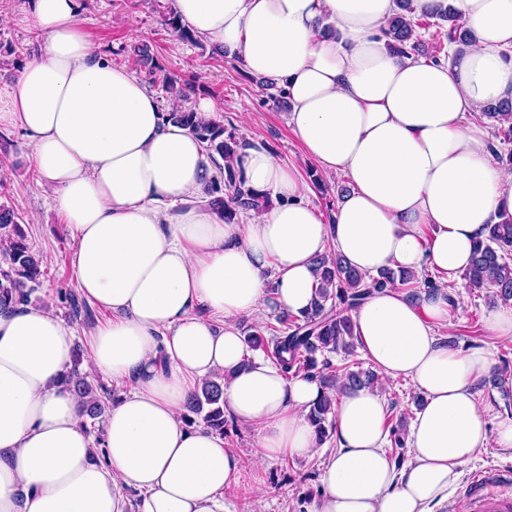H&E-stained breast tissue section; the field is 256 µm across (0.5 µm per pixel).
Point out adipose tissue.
<instances>
[{
    "label": "adipose tissue",
    "instance_id": "1",
    "mask_svg": "<svg viewBox=\"0 0 512 512\" xmlns=\"http://www.w3.org/2000/svg\"><path fill=\"white\" fill-rule=\"evenodd\" d=\"M412 6L452 8L473 42L448 61L394 55L381 30L396 0H175L194 36L281 84L306 157L325 178L349 180L326 224L296 167L248 147L246 184L276 204L227 224L201 199L218 176L201 143L98 52L79 0H32L41 47L0 87V126L29 140L75 242L76 289L112 314L89 334L90 367L131 388L94 443L61 385L71 328L44 306L0 310V512H225L241 462L183 419L190 392L216 376L225 408L257 429L259 456L317 454L307 414L321 383L286 378L250 351L238 322L309 308L313 261L331 248L366 274L428 267L440 279L415 297L385 288L352 314L378 375L409 378L424 397L410 462L396 468L385 448L383 398L342 394L340 449L311 512H434L481 448L512 450V423L489 431L472 391L491 370L489 352L437 334L450 323L447 282L469 266L486 224L512 215V172L469 120L512 102V0Z\"/></svg>",
    "mask_w": 512,
    "mask_h": 512
}]
</instances>
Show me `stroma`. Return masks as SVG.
Returning a JSON list of instances; mask_svg holds the SVG:
<instances>
[{
	"instance_id": "1",
	"label": "stroma",
	"mask_w": 512,
	"mask_h": 512,
	"mask_svg": "<svg viewBox=\"0 0 512 512\" xmlns=\"http://www.w3.org/2000/svg\"><path fill=\"white\" fill-rule=\"evenodd\" d=\"M173 9L174 0H80V19L91 41L114 66L139 73L137 52L148 50L157 67L151 88L161 102L169 100L163 87L165 78L190 84L181 103L183 110H195L200 99L210 100L216 107L214 118L223 124L225 133L250 145L263 144L282 163L299 167L303 179H310L319 166L304 158L303 146L287 124L286 109L274 103L277 87L248 74L239 60L220 53L210 43L177 37L166 23ZM30 11V0H0V85L18 75L37 47ZM0 166L7 170L0 184V204L18 213L30 244L46 260L31 303L48 306L73 329L71 351L81 362H88L85 330L111 320L112 315L96 307L91 317H79L66 300V293L74 289L70 266L74 242L49 193L38 185L32 152L16 129L0 127ZM452 293L461 311L452 317L446 331L448 339L461 349H487L494 369L503 368L507 361L512 364V337L493 335L487 326L489 313L497 309L488 290H470L460 278L453 282ZM418 394L407 378L385 381L381 396L387 408L386 427L411 424L418 410ZM224 446L243 464L240 487L225 497L227 512H302L303 496L319 493L321 475L329 457L337 452L339 441L334 436L328 438L320 452L310 458L281 455L261 459L256 455L254 429L231 417L225 426ZM484 470L500 474L506 490L512 493V452L491 445L461 468L439 512H463L460 500L468 480Z\"/></svg>"
}]
</instances>
